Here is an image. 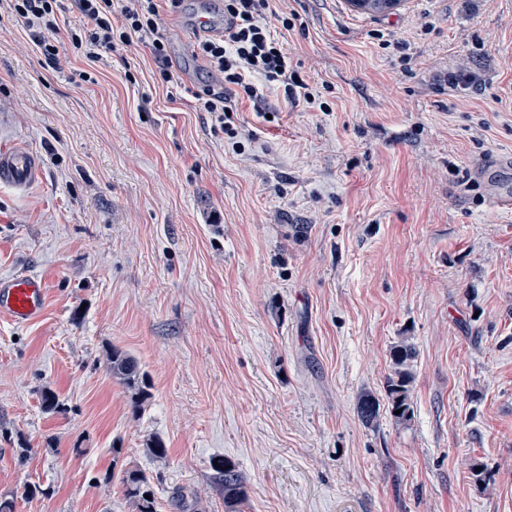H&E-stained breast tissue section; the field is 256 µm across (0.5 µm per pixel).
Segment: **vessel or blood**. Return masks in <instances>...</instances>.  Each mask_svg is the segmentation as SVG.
I'll return each mask as SVG.
<instances>
[{
    "mask_svg": "<svg viewBox=\"0 0 512 512\" xmlns=\"http://www.w3.org/2000/svg\"><path fill=\"white\" fill-rule=\"evenodd\" d=\"M43 170L38 156L26 145L0 142V185L24 192L38 184ZM487 195L493 206L512 211V189L489 178ZM47 287L38 276L17 273L0 278V313L26 324L40 318L47 302Z\"/></svg>",
    "mask_w": 512,
    "mask_h": 512,
    "instance_id": "obj_1",
    "label": "vessel or blood"
}]
</instances>
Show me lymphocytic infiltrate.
Segmentation results:
<instances>
[{"label": "lymphocytic infiltrate", "instance_id": "f902f5d3", "mask_svg": "<svg viewBox=\"0 0 512 512\" xmlns=\"http://www.w3.org/2000/svg\"><path fill=\"white\" fill-rule=\"evenodd\" d=\"M183 0H74L85 24L78 30L59 24L62 0H0V11L21 24L35 37V45L53 69L67 67L72 59L82 60V81H89L90 65L111 55L127 56L148 49L155 64L156 80H172L169 17ZM224 31L198 41L194 55L205 68L220 73L222 87H207L197 97L200 111L209 113L216 126L232 141L235 149L253 141V133L239 131L227 112L224 94L234 91L263 103L274 89L283 90L289 101L314 102L315 90L303 71L292 65L288 43L274 34L271 24L279 22L291 30L292 9L288 0H223Z\"/></svg>", "mask_w": 512, "mask_h": 512}]
</instances>
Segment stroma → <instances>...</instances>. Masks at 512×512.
Instances as JSON below:
<instances>
[{
    "label": "stroma",
    "mask_w": 512,
    "mask_h": 512,
    "mask_svg": "<svg viewBox=\"0 0 512 512\" xmlns=\"http://www.w3.org/2000/svg\"><path fill=\"white\" fill-rule=\"evenodd\" d=\"M205 3L170 18L164 86L146 50L91 82L78 59L49 69L0 19V141L43 166L26 192L0 186V276L48 288L40 320L0 315V494L41 486L16 512H133L109 476L134 466L157 512H225L228 458L239 512H512V215L472 175L512 156V0L378 17L292 0L319 100L270 95L268 122L229 95L257 135L241 155L178 48ZM463 68L480 82L459 103ZM404 339L412 418L365 427L357 397L384 396ZM113 345L149 385L139 415L104 368ZM229 466V469H225ZM217 471L224 477V506L228 512H236L235 509L245 496L244 482L238 467L229 460L219 462Z\"/></svg>",
    "instance_id": "stroma-1"
}]
</instances>
